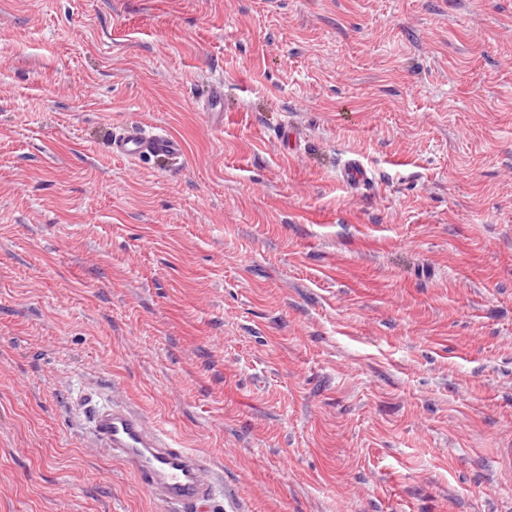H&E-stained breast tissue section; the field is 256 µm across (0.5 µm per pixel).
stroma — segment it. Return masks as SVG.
<instances>
[{
  "mask_svg": "<svg viewBox=\"0 0 512 512\" xmlns=\"http://www.w3.org/2000/svg\"><path fill=\"white\" fill-rule=\"evenodd\" d=\"M114 393L238 512H512V0H0V512H164ZM112 154L133 160H175L184 155L182 142L158 126H126L112 133ZM340 179L353 188H361L369 182L366 168L354 158L344 161L340 169ZM88 435L93 448L126 465L136 483L168 510L210 508L219 484L211 457L184 448L176 435L140 410L113 398L102 407L94 406L89 411Z\"/></svg>",
  "mask_w": 512,
  "mask_h": 512,
  "instance_id": "obj_1",
  "label": "stroma"
}]
</instances>
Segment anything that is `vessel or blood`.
I'll list each match as a JSON object with an SVG mask.
<instances>
[{"label":"vessel or blood","instance_id":"b4317fda","mask_svg":"<svg viewBox=\"0 0 512 512\" xmlns=\"http://www.w3.org/2000/svg\"><path fill=\"white\" fill-rule=\"evenodd\" d=\"M111 150L133 161L174 160L183 155L184 146L161 127L126 126L113 133ZM340 178L354 188L369 181L366 168L354 158L344 161ZM88 435L92 447L126 465L136 483L169 512H208L218 485L211 457L184 447L140 410L115 399L92 407Z\"/></svg>","mask_w":512,"mask_h":512}]
</instances>
